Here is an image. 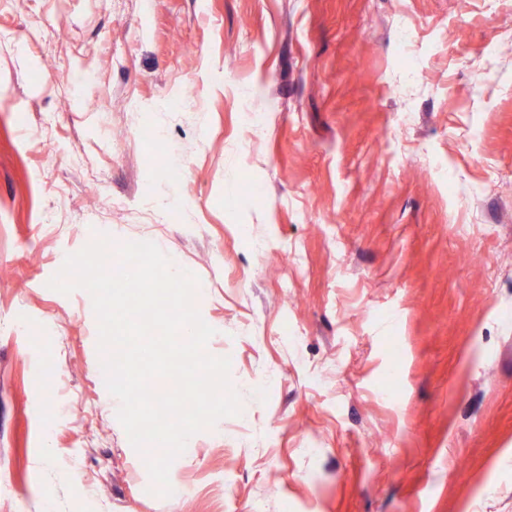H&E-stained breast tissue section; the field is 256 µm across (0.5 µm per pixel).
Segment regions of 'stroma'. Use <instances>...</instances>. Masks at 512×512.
Masks as SVG:
<instances>
[{"label":"stroma","instance_id":"stroma-1","mask_svg":"<svg viewBox=\"0 0 512 512\" xmlns=\"http://www.w3.org/2000/svg\"><path fill=\"white\" fill-rule=\"evenodd\" d=\"M101 234L242 401L168 496L48 286ZM0 512H512V0H0Z\"/></svg>","mask_w":512,"mask_h":512}]
</instances>
